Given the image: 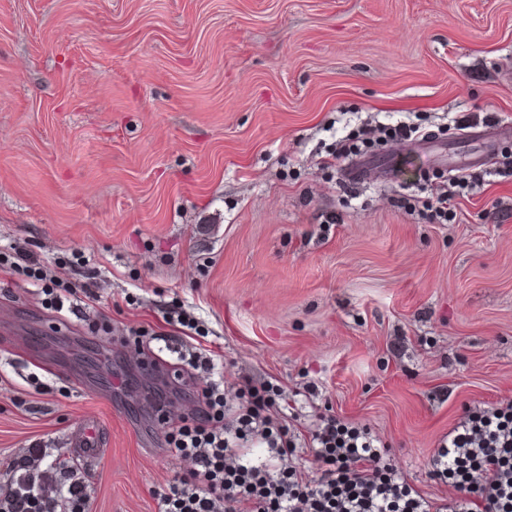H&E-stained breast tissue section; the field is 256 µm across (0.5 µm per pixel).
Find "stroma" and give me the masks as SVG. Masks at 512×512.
<instances>
[{"label": "stroma", "instance_id": "obj_1", "mask_svg": "<svg viewBox=\"0 0 512 512\" xmlns=\"http://www.w3.org/2000/svg\"><path fill=\"white\" fill-rule=\"evenodd\" d=\"M416 120L346 178L339 141ZM452 167V221L399 208ZM508 168L512 0H0V485L93 421L89 512H156L206 378L149 387L197 352L279 388L301 469L332 414L447 495L439 439L512 402Z\"/></svg>", "mask_w": 512, "mask_h": 512}]
</instances>
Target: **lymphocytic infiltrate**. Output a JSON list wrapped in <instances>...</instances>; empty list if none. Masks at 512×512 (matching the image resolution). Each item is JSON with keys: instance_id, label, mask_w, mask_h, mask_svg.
I'll return each instance as SVG.
<instances>
[{"instance_id": "lymphocytic-infiltrate-1", "label": "lymphocytic infiltrate", "mask_w": 512, "mask_h": 512, "mask_svg": "<svg viewBox=\"0 0 512 512\" xmlns=\"http://www.w3.org/2000/svg\"><path fill=\"white\" fill-rule=\"evenodd\" d=\"M247 394L228 423L224 381H208L204 407L169 433L187 467L153 490L156 512H512V404L473 410L440 439L430 472L449 493L435 499L387 462L379 437L335 416L313 430L312 467L301 472L269 388ZM254 444L266 447L265 464H252ZM10 472L0 512H88L83 478H60L54 455L26 452Z\"/></svg>"}]
</instances>
